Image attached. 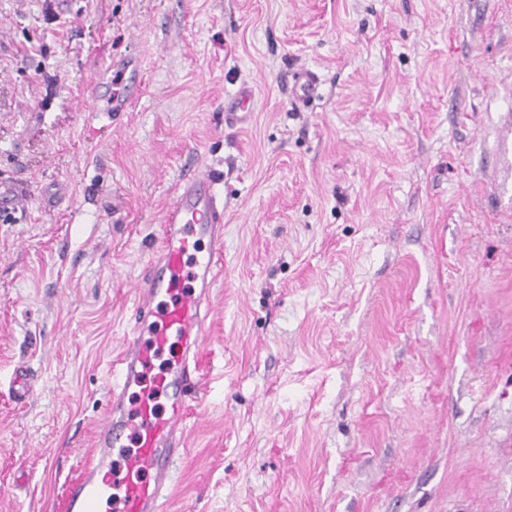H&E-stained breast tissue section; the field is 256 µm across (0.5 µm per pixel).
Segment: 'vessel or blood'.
Returning a JSON list of instances; mask_svg holds the SVG:
<instances>
[{"label": "vessel or blood", "instance_id": "b4317fda", "mask_svg": "<svg viewBox=\"0 0 512 512\" xmlns=\"http://www.w3.org/2000/svg\"><path fill=\"white\" fill-rule=\"evenodd\" d=\"M295 103L318 95L319 78L310 70L292 74ZM140 63L113 57L88 87L94 112H125L141 98ZM255 90L243 84L224 99V123L242 127L252 118ZM217 177L197 171L180 177L161 226L160 246L135 285L131 334L112 367L106 418L94 437L91 459L69 472L48 512H163L172 465L186 450L183 421L203 388L209 305L224 247V198ZM165 367L150 374L154 357ZM35 376L18 367L9 387L30 398Z\"/></svg>", "mask_w": 512, "mask_h": 512}]
</instances>
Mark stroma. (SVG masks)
Returning a JSON list of instances; mask_svg holds the SVG:
<instances>
[{
  "label": "stroma",
  "instance_id": "stroma-1",
  "mask_svg": "<svg viewBox=\"0 0 512 512\" xmlns=\"http://www.w3.org/2000/svg\"><path fill=\"white\" fill-rule=\"evenodd\" d=\"M119 53L142 99L88 111ZM511 116L512 0H0V179L27 191L0 221V512H45L89 455L201 167L212 372L165 512H512ZM292 97L295 104L306 105L318 96L319 77L310 70H302L291 75ZM254 87L242 84L236 92L224 99V124L229 128L243 127L252 118ZM35 376L27 366L18 367L10 380L9 389L22 400L29 399L35 389Z\"/></svg>",
  "mask_w": 512,
  "mask_h": 512
}]
</instances>
